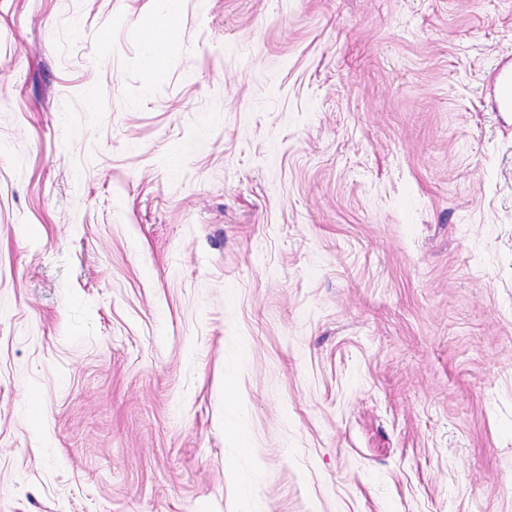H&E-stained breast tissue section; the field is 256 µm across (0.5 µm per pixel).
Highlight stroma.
Returning a JSON list of instances; mask_svg holds the SVG:
<instances>
[{
  "label": "stroma",
  "instance_id": "obj_1",
  "mask_svg": "<svg viewBox=\"0 0 512 512\" xmlns=\"http://www.w3.org/2000/svg\"><path fill=\"white\" fill-rule=\"evenodd\" d=\"M0 0V512H512V0ZM177 1H173V8L164 14L156 15L146 34V46L148 48V69L160 71L165 62L166 47L169 41L172 27L175 23ZM496 105L502 112L512 111V68L502 66L497 72Z\"/></svg>",
  "mask_w": 512,
  "mask_h": 512
}]
</instances>
